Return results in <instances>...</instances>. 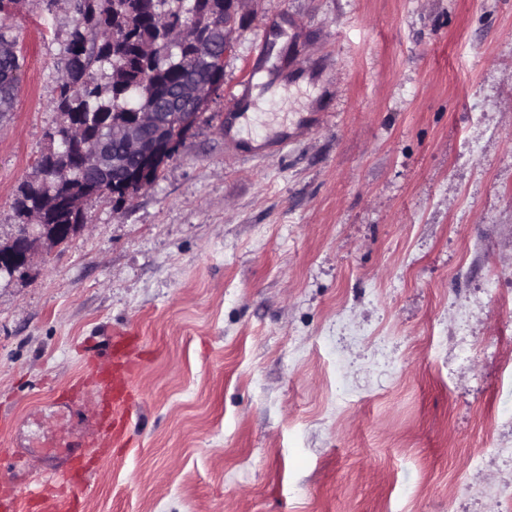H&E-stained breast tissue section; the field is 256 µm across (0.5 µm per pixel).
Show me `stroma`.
<instances>
[{
    "label": "stroma",
    "mask_w": 512,
    "mask_h": 512,
    "mask_svg": "<svg viewBox=\"0 0 512 512\" xmlns=\"http://www.w3.org/2000/svg\"><path fill=\"white\" fill-rule=\"evenodd\" d=\"M0 237L60 121L77 23L19 0ZM261 72L248 63L262 39ZM251 77L252 118L225 132ZM328 119L287 150L304 113ZM133 201L0 284V483L17 512H494L512 431V0H246L211 102ZM143 360L129 439L78 505L54 451L94 433L109 332Z\"/></svg>",
    "instance_id": "35a3bbf8"
}]
</instances>
